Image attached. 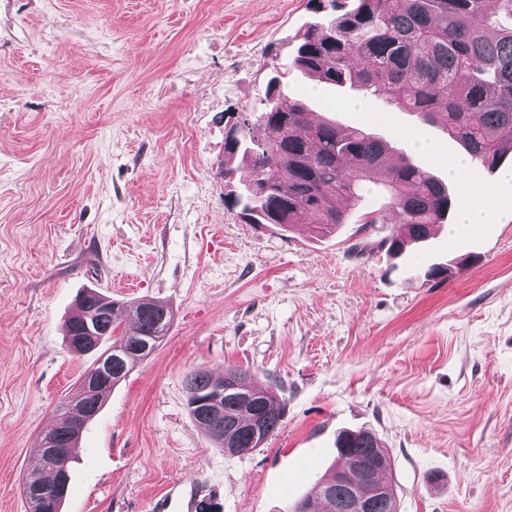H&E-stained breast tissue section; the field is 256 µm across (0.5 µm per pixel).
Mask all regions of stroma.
<instances>
[{
    "label": "stroma",
    "instance_id": "35a3bbf8",
    "mask_svg": "<svg viewBox=\"0 0 512 512\" xmlns=\"http://www.w3.org/2000/svg\"><path fill=\"white\" fill-rule=\"evenodd\" d=\"M315 18L308 0H0V512H29L36 440L94 360L63 340L87 288L173 319L83 428L62 512H151L179 477L206 485V512H290L359 429L390 453L400 512H512V153L467 169L485 222H451L404 263L362 225L248 224L227 195L228 131L276 73L314 116L437 178L465 153L384 98L292 70ZM228 365L285 406L243 455L186 406L191 373Z\"/></svg>",
    "mask_w": 512,
    "mask_h": 512
}]
</instances>
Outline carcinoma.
<instances>
[{"instance_id": "1", "label": "carcinoma", "mask_w": 512, "mask_h": 512, "mask_svg": "<svg viewBox=\"0 0 512 512\" xmlns=\"http://www.w3.org/2000/svg\"><path fill=\"white\" fill-rule=\"evenodd\" d=\"M326 16L299 34L291 58L297 71L339 87L382 96L396 108L440 125L471 159L495 168L512 151V0H309ZM262 112L240 121V146H225L227 167L238 161L249 171L229 191L248 224L291 229L309 224L327 236L360 214L363 224H389L378 242L391 257L422 245L429 230L447 220L454 201L448 187L406 157L389 159V143L375 133L308 119L304 104L288 95L282 77L269 79ZM381 190L386 202L364 210L366 191ZM119 303L86 291L65 323V345L83 356L104 350L82 379L83 396L62 400L37 451L43 469L55 472L47 453L75 447L83 423L95 416L136 365L161 345L172 310L160 300L124 305L134 326L116 321ZM187 409L193 420L228 455L260 447L283 424L284 405L252 374L229 366L217 378L204 369L187 379ZM332 473L317 482L292 512H343L351 492L377 489L374 512H399L391 482L390 454L370 431H344L336 441ZM374 458L372 470L353 465ZM61 512L64 494L56 482L33 475Z\"/></svg>"}]
</instances>
